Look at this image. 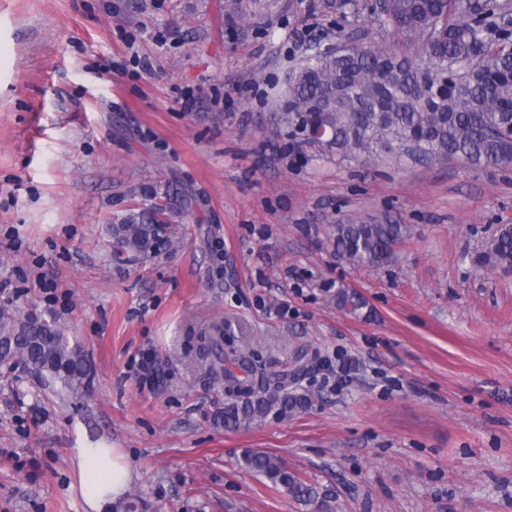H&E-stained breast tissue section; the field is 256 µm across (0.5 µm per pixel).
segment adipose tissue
Masks as SVG:
<instances>
[{
  "label": "adipose tissue",
  "instance_id": "adipose-tissue-1",
  "mask_svg": "<svg viewBox=\"0 0 512 512\" xmlns=\"http://www.w3.org/2000/svg\"><path fill=\"white\" fill-rule=\"evenodd\" d=\"M74 460L89 512H110L113 502L124 495L132 480L125 458L106 448L85 447L75 449Z\"/></svg>",
  "mask_w": 512,
  "mask_h": 512
}]
</instances>
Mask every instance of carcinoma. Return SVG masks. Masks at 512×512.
Instances as JSON below:
<instances>
[{"instance_id": "cac0c4a2", "label": "carcinoma", "mask_w": 512, "mask_h": 512, "mask_svg": "<svg viewBox=\"0 0 512 512\" xmlns=\"http://www.w3.org/2000/svg\"><path fill=\"white\" fill-rule=\"evenodd\" d=\"M379 21L391 27L396 46L364 38L332 56L306 57L288 79L280 121L284 132L325 130L307 142L333 159L377 165L385 161L443 163L450 159L485 169L512 165V10L499 0H382ZM164 209L145 197L139 211L119 219L111 233L127 252L156 254L178 229ZM406 224L351 220L335 228L336 252L357 266L388 261L408 235ZM480 267H512V224H499L476 257ZM336 307L352 314L366 303L339 287ZM200 356L224 385V407L214 416L227 431L270 414L285 415L310 403L295 387L302 370L270 371L249 350L226 344L224 328L200 333ZM0 357L19 358L59 394L86 388L89 361L55 318L24 316L0 308ZM243 466L310 504L320 498L281 458L246 449ZM147 503L128 495L114 512H144Z\"/></svg>"}]
</instances>
